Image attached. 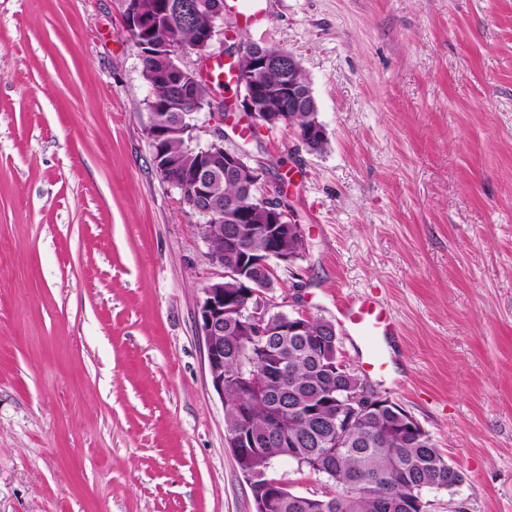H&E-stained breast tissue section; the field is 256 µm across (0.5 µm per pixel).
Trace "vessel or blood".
<instances>
[{
  "label": "vessel or blood",
  "mask_w": 512,
  "mask_h": 512,
  "mask_svg": "<svg viewBox=\"0 0 512 512\" xmlns=\"http://www.w3.org/2000/svg\"><path fill=\"white\" fill-rule=\"evenodd\" d=\"M231 18L239 25L260 24L267 15L266 8L257 7L251 0H234L228 7ZM349 336L357 337L364 345L362 363L366 375H383L389 359L381 342L398 335L399 325L389 306L372 294L364 293L345 302L340 310Z\"/></svg>",
  "instance_id": "vessel-or-blood-1"
}]
</instances>
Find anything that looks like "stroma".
Returning <instances> with one entry per match:
<instances>
[{
    "mask_svg": "<svg viewBox=\"0 0 512 512\" xmlns=\"http://www.w3.org/2000/svg\"><path fill=\"white\" fill-rule=\"evenodd\" d=\"M244 33L297 57L329 140L226 132L306 242L273 300H384L368 383L464 476L431 512H512V0H272ZM148 93L119 0H0V512L255 510L197 325L224 270L154 165Z\"/></svg>",
    "mask_w": 512,
    "mask_h": 512,
    "instance_id": "35a3bbf8",
    "label": "stroma"
}]
</instances>
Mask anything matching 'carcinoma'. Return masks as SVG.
<instances>
[{
  "label": "carcinoma",
  "mask_w": 512,
  "mask_h": 512,
  "mask_svg": "<svg viewBox=\"0 0 512 512\" xmlns=\"http://www.w3.org/2000/svg\"><path fill=\"white\" fill-rule=\"evenodd\" d=\"M211 23L204 12L188 22L175 12L160 17L155 46L175 42L191 48L196 31ZM244 63L254 57L274 58L288 50L253 43L240 37ZM142 76L150 89L166 100V107L155 112L157 119L181 131L164 143L166 153L184 164L205 158L193 145L185 130L194 125L178 93L182 75L169 67L158 73L149 64L142 65ZM256 80L265 88L264 98L254 101L256 111L268 106L282 108L271 112L275 121L303 133L316 124L319 113L297 111V97L309 92L302 68L293 72L256 71ZM212 187L198 199L200 213L223 215L224 236L208 239L216 254H224V268L240 262L266 257L270 242L265 233L269 209L262 198L263 184L259 167L252 181H244L227 167L224 159L213 160ZM281 263H293L305 251L304 239L289 232L278 242ZM250 275L256 280L254 293L224 279V293L236 300L237 308L224 312V405L226 430L241 424L239 412L250 415L249 432L257 442V454L237 461L239 469H249L259 477H268L273 461L286 456L295 462L313 466V473L329 476L328 492L309 503L305 496L285 490L275 500L270 512H410L411 501L432 488L447 489L464 481L462 472L448 466L435 444L416 437L401 424L399 414L384 409L367 418L365 428L352 429L339 447H328V434L321 419L339 412V402L356 380L357 373L336 367L337 351L332 347L331 321L312 318L299 336L279 332L284 318L275 313L268 335L255 341L238 334L241 319L261 295L276 288L275 271L262 267Z\"/></svg>",
  "instance_id": "carcinoma-1"
}]
</instances>
